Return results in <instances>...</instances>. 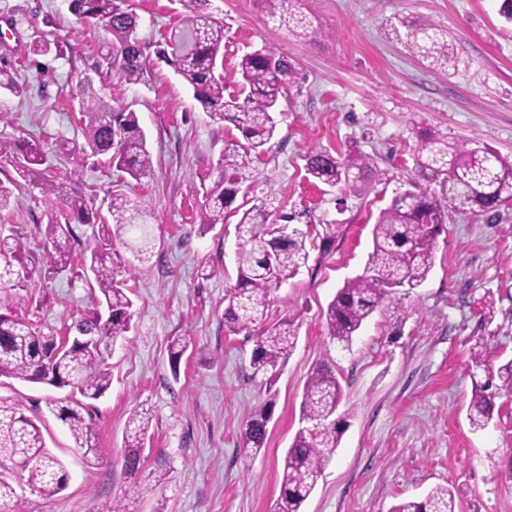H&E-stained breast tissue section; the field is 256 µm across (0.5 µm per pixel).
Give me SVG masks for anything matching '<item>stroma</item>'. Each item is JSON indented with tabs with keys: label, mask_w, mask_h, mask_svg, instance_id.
<instances>
[{
	"label": "stroma",
	"mask_w": 512,
	"mask_h": 512,
	"mask_svg": "<svg viewBox=\"0 0 512 512\" xmlns=\"http://www.w3.org/2000/svg\"><path fill=\"white\" fill-rule=\"evenodd\" d=\"M139 17V35L158 43L186 12L182 0H126ZM227 24L224 81L235 89L244 53L287 55L302 76L281 99L269 150L250 158L245 206L273 199L308 226L310 257L271 294L272 320L288 317L298 341L274 380L250 367L253 343L224 329V289L236 277L235 220L201 231L204 191L224 168V144L238 138L193 100L174 71L155 66L148 82L125 88L122 104L136 112L152 157L141 180L105 158L61 150L77 134L80 78L116 81L111 37L80 21L67 0H0V69L26 93L11 98L0 137L30 135L47 153L60 188H83L102 204L128 195L150 224L154 248L140 256L118 247L133 301V327L110 360L112 385L90 409L99 461L75 452L65 424L49 403L68 389L0 377V396L41 419L49 449L66 465L64 491L44 497L19 482L27 512H106L127 496L131 512H270L279 494L284 455L300 427L307 377L321 361L335 364L343 399L340 445L303 512H389L433 487L453 489L460 512H512V393L496 398L482 431L467 419L472 397L471 348L483 341L491 366L512 360V203L495 217L452 212L437 239L427 280L384 301L351 349L327 336L325 311L344 282L361 273L372 250L381 209L413 178L418 128L449 139L490 146L512 160V25L497 0H303L312 31L303 34L268 19L258 0H214ZM402 16L444 26L470 70L433 73L403 43L388 36ZM50 44L41 53L35 43ZM371 157L381 179L329 186L308 179L314 149ZM63 201L23 183L20 204L0 212L19 227L34 256L30 276L0 290V313L13 312L65 333L92 313V282L81 270L85 228L74 225L72 269L49 273L52 247L42 234ZM221 268L203 278L202 269ZM188 335L179 376L168 365V343ZM269 405L258 455L245 454L239 434L248 416ZM150 410L144 463L136 477L122 466L130 413Z\"/></svg>",
	"instance_id": "1"
}]
</instances>
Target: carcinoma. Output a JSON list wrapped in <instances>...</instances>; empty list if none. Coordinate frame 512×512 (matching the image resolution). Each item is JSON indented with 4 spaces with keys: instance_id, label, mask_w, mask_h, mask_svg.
<instances>
[{
    "instance_id": "carcinoma-1",
    "label": "carcinoma",
    "mask_w": 512,
    "mask_h": 512,
    "mask_svg": "<svg viewBox=\"0 0 512 512\" xmlns=\"http://www.w3.org/2000/svg\"><path fill=\"white\" fill-rule=\"evenodd\" d=\"M212 0H187V14L156 46L157 60L170 66L192 91L193 99L210 118L232 124L243 141L224 144V175L206 193L199 229L205 231L225 223L244 181L245 159L265 153L277 129L276 112L280 99L299 83V73L283 54L257 50L243 54L237 64V89L226 92L224 74L217 73L224 61V21L209 12ZM265 14L282 23L303 24L296 16L297 0H261ZM124 0H70L71 12L79 19L101 26L112 37V70L119 82L148 81L152 62L148 45L138 36V17L123 8ZM406 40L413 54L430 67L446 74L468 68L448 42V31L433 21L398 19L391 35ZM81 143L77 149L108 163L139 180L152 170L146 136L136 113L104 101L88 78L80 81ZM417 180L396 193L382 209L373 229V251L363 273L347 280L327 307L326 327L330 340L344 350L363 323L379 305L400 288H417L433 268L435 245L448 221V211H482L494 214L512 201V161L488 147H470L448 140V134L429 129L420 136L413 154ZM43 148L36 143H17L0 138V166L9 165L24 179L33 181L45 195L59 192V186L45 177ZM305 171L311 178L335 186H352L372 176L378 178L372 158L354 149L335 157L327 150H314L305 157ZM63 219L53 218L45 226V239L54 255L49 272L71 269L68 250L61 240L73 236L72 223L91 229L89 256L84 260L99 290L93 314L80 317L77 329L83 336L96 337L91 346L73 342L61 355L44 362V355L58 344L57 336L43 327L13 315L0 314V377L68 387L71 397L59 401L52 413L68 426L75 449L87 460L99 459L105 451L98 447L92 423L83 415L82 399L97 400L111 387L107 360L117 343L128 342L132 329L133 302L127 295L126 270L114 249L119 242L139 254L149 253L152 240L141 222L143 215L130 199L118 191L108 196L104 216L92 211L82 192L64 198ZM278 215L280 224L269 218ZM293 217L279 213L262 202L244 210L236 223L241 240L235 253L237 278L224 293V328L231 335L245 333L254 338L251 355L253 374L275 375L294 350L298 327L282 318L269 320L271 292L293 278L306 265L309 234L292 224ZM139 232L133 241L127 231ZM27 241L14 227L0 226V287L27 276ZM191 338L181 336L168 346L172 375L179 374L180 362ZM490 350L477 343L472 348L473 393L468 406L470 426L484 430L493 418L496 394L490 391L487 366ZM340 374L335 366L321 362L311 371L303 390L302 422L283 460L280 492L272 512H302L324 469L340 445L342 429L336 411L342 399ZM270 413L261 407L250 416L240 434L239 445L252 455L260 453L266 439ZM151 427V418L135 410L128 419L124 436L123 468L134 476L143 465L142 454ZM26 458L21 470L35 491L52 497L66 488L63 462L46 445L41 427L18 405L0 397V463ZM0 512H23V504L9 479L0 474ZM390 512H458L456 497L448 487L436 486L423 499L402 501Z\"/></svg>"
}]
</instances>
